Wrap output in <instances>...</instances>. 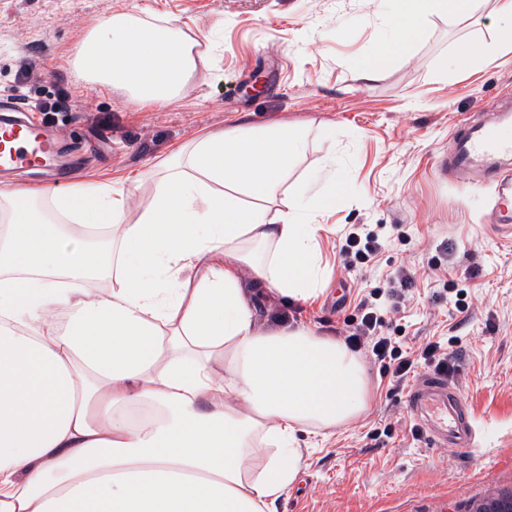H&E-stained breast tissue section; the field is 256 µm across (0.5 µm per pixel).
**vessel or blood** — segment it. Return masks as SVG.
Segmentation results:
<instances>
[{
	"mask_svg": "<svg viewBox=\"0 0 512 512\" xmlns=\"http://www.w3.org/2000/svg\"><path fill=\"white\" fill-rule=\"evenodd\" d=\"M0 120V171L43 167L58 155L59 133L35 123L26 107L7 104ZM512 100L488 116L460 125L451 138L448 170L471 186L495 185L493 216L496 226L512 229V174L504 168L512 159ZM408 406L432 447L469 451L476 432L460 396L443 376L423 378L407 396Z\"/></svg>",
	"mask_w": 512,
	"mask_h": 512,
	"instance_id": "b4317fda",
	"label": "vessel or blood"
}]
</instances>
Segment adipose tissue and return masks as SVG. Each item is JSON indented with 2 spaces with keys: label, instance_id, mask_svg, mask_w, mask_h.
Returning <instances> with one entry per match:
<instances>
[{
  "label": "adipose tissue",
  "instance_id": "1",
  "mask_svg": "<svg viewBox=\"0 0 512 512\" xmlns=\"http://www.w3.org/2000/svg\"><path fill=\"white\" fill-rule=\"evenodd\" d=\"M476 3L389 0L381 46L355 67L373 79L431 17ZM195 47L175 21L116 15L78 69L171 105ZM306 148L299 124L205 133L161 162L133 221L135 177L0 190V512H271L300 471L299 434L360 413L368 381L346 343L261 330L253 304L321 291V219L351 181L308 171L289 193Z\"/></svg>",
  "mask_w": 512,
  "mask_h": 512
}]
</instances>
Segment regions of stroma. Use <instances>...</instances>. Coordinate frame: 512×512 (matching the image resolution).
<instances>
[{
  "mask_svg": "<svg viewBox=\"0 0 512 512\" xmlns=\"http://www.w3.org/2000/svg\"><path fill=\"white\" fill-rule=\"evenodd\" d=\"M497 0H480L469 19L430 18L407 57L372 81L352 68L374 53L387 31L382 0H0V96L33 106L43 94L77 95L78 112L36 118L65 134L75 182L141 176L148 194L156 165L196 136L237 124L310 126L300 168L328 177L345 171L352 191L321 234L323 292L306 305L259 296L271 310L323 335L345 338L359 303L383 290L394 269L441 268L417 279L411 310L392 315L404 345L456 337L460 370L449 382L479 432L474 455L448 457L412 434L407 389H394L378 361L363 358L365 409L319 435H300L303 466L275 512H469L492 489L512 490V233L490 222L493 193L448 178L443 163L455 128L496 111L512 93V53L491 54ZM154 24L177 20L200 43L201 60L180 101L140 107L119 89L77 80L86 35L112 16ZM477 47L469 73L451 66ZM41 80H18L21 64ZM265 83L250 92L255 75ZM336 128L335 141L324 126ZM380 225L385 246L367 282L339 266L344 232ZM473 300L456 309L457 291Z\"/></svg>",
  "mask_w": 512,
  "mask_h": 512,
  "instance_id": "1",
  "label": "stroma"
}]
</instances>
